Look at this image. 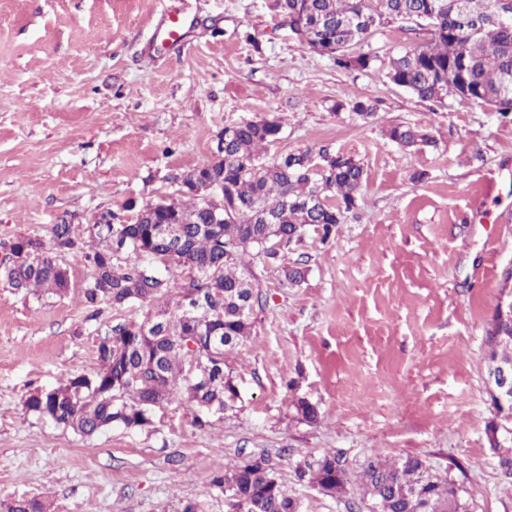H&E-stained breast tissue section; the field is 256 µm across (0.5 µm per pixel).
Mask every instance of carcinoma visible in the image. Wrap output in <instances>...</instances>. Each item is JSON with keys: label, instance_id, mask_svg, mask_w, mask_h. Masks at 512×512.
Wrapping results in <instances>:
<instances>
[{"label": "carcinoma", "instance_id": "carcinoma-1", "mask_svg": "<svg viewBox=\"0 0 512 512\" xmlns=\"http://www.w3.org/2000/svg\"><path fill=\"white\" fill-rule=\"evenodd\" d=\"M278 6L300 44L343 69H367L376 60L357 47L377 28L413 23L428 39L389 57L386 77L393 84L422 101L465 95L512 114V0H278ZM281 130L275 116L238 123L224 149L176 177L175 194L132 217L109 210L81 234L73 224H56L47 239L21 236L11 244L8 287L63 295L69 271L57 256L69 253L90 269L83 287L89 319L101 304L120 310L148 303L147 317L164 325L159 332L142 321L113 325L97 345L95 375L29 392L26 412L92 436L113 426L142 429L157 408L174 402L200 414L222 411L236 398L227 358L251 335L253 311L262 306L252 266L279 262L310 226L328 237L356 206L364 179L358 160L326 148L264 160L261 153ZM386 135L400 147L435 144L417 125L397 124ZM201 177L224 184L234 221L212 223L203 194L183 188ZM170 226L174 240L165 234ZM493 334L502 340L491 346L490 369L512 363V320L492 317L487 335ZM193 358L202 371L190 377ZM295 472L329 495L349 483L334 454L299 463ZM211 485L224 493L229 512H298L262 455L213 477ZM363 490L377 512H470L459 484L414 457L368 461ZM0 512L50 510L32 497L1 502Z\"/></svg>", "mask_w": 512, "mask_h": 512}]
</instances>
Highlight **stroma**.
<instances>
[{"label": "stroma", "mask_w": 512, "mask_h": 512, "mask_svg": "<svg viewBox=\"0 0 512 512\" xmlns=\"http://www.w3.org/2000/svg\"><path fill=\"white\" fill-rule=\"evenodd\" d=\"M165 10L193 18L190 44L151 64ZM424 37L380 27L362 47L371 67L345 71L292 38L276 0H0V259L17 237L172 193L230 124L278 117L265 159L324 147L365 170L335 233L307 231L286 251L307 270L301 284L255 266L262 306L228 359L238 398L200 421L174 403L145 429L83 436L26 413L31 389L96 373L102 331L147 310L105 306L87 321L89 269L64 254L63 295L0 287V500L182 512L197 499L228 512L213 475L262 454L300 512H368L365 463L410 456L462 486L472 512H512V475L488 440L485 341L512 266V115L390 83L389 56ZM360 99L374 117L353 113ZM396 124L429 127L435 145L399 147L386 135ZM332 454L350 476L333 497L295 475Z\"/></svg>", "instance_id": "obj_1"}]
</instances>
